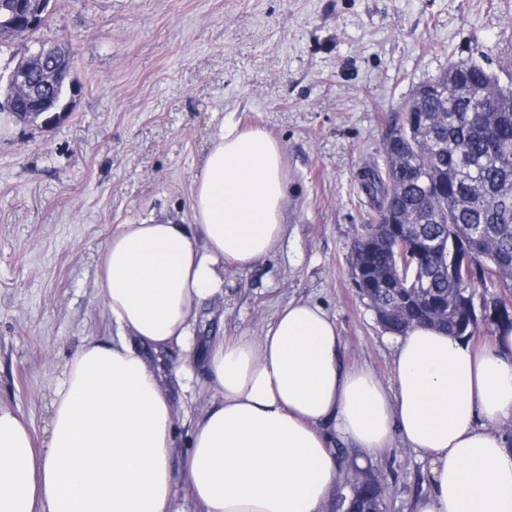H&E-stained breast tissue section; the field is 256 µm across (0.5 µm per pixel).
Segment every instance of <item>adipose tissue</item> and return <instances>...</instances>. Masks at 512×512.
<instances>
[{"label":"adipose tissue","instance_id":"ef3b65f1","mask_svg":"<svg viewBox=\"0 0 512 512\" xmlns=\"http://www.w3.org/2000/svg\"><path fill=\"white\" fill-rule=\"evenodd\" d=\"M192 225L121 224L99 282L114 336L84 340L52 392L47 440L0 407V512H326L344 463L401 440L428 463L412 512H512V331L484 341L418 326L380 378L341 361L335 319L289 301L260 334L201 338L197 312L224 268H251L286 233L284 148L225 123L192 179ZM178 352L185 398L210 397L181 468L176 410L154 356ZM203 363L206 386L195 377Z\"/></svg>","mask_w":512,"mask_h":512}]
</instances>
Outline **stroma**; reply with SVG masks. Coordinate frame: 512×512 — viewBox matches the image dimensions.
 Masks as SVG:
<instances>
[{"label": "stroma", "mask_w": 512, "mask_h": 512, "mask_svg": "<svg viewBox=\"0 0 512 512\" xmlns=\"http://www.w3.org/2000/svg\"><path fill=\"white\" fill-rule=\"evenodd\" d=\"M39 38L69 43L73 103L49 127L0 114V406L47 433L52 389L85 338H112L99 253L121 224L191 223L192 176L231 121L284 146L287 234L224 271L207 336L259 334L291 300L321 304L343 361L390 376L386 331L350 255L390 113L448 64L512 82V0H51ZM390 512L429 489L402 443L374 460Z\"/></svg>", "instance_id": "obj_1"}]
</instances>
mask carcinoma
<instances>
[{"instance_id":"1","label":"carcinoma","mask_w":512,"mask_h":512,"mask_svg":"<svg viewBox=\"0 0 512 512\" xmlns=\"http://www.w3.org/2000/svg\"><path fill=\"white\" fill-rule=\"evenodd\" d=\"M50 0H0V49L16 39L33 46L47 21ZM39 17L35 26L21 21ZM443 96H413L391 119L383 141L384 164L365 168L359 183L372 209L352 251L355 271L374 278L395 276L400 287L417 280L425 294L408 302L388 288L370 295L375 304H394L400 313L384 327L403 333L416 325L438 327L450 335L474 336L462 304L467 289L448 268L467 263L471 288L493 283L512 294V87L476 59L453 62L432 79ZM0 112L13 106L23 123L56 121L67 96L46 71L32 76L27 93L4 88ZM496 100L497 111H483L482 98ZM413 234L415 256L398 253L396 237ZM383 486L368 473L346 474L336 483L330 512H389Z\"/></svg>"}]
</instances>
